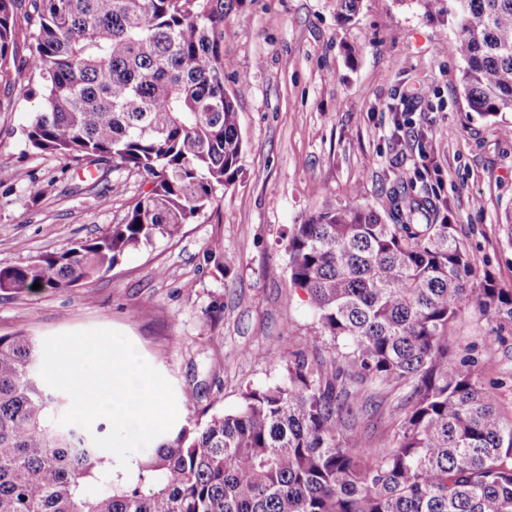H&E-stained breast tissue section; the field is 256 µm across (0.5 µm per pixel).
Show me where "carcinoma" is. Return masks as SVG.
I'll use <instances>...</instances> for the list:
<instances>
[{
  "label": "carcinoma",
  "mask_w": 512,
  "mask_h": 512,
  "mask_svg": "<svg viewBox=\"0 0 512 512\" xmlns=\"http://www.w3.org/2000/svg\"><path fill=\"white\" fill-rule=\"evenodd\" d=\"M360 0H336L340 21ZM469 107L512 112V0H436ZM232 0H0V87L44 105L25 145L95 169L146 174L151 189L103 235L0 267V291L72 288L128 251L177 237L233 184L243 139L224 89L219 30ZM439 203L328 206L285 234L290 287L344 364L328 375L304 344L233 413L154 439L128 469L56 419L70 400L36 375L33 337L0 336V512H512V420L450 359L463 310L512 321V292L468 287L473 270ZM404 391L382 448L363 414Z\"/></svg>",
  "instance_id": "1"
}]
</instances>
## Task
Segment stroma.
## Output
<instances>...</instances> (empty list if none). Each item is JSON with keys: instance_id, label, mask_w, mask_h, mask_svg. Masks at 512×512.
Segmentation results:
<instances>
[{"instance_id": "1", "label": "stroma", "mask_w": 512, "mask_h": 512, "mask_svg": "<svg viewBox=\"0 0 512 512\" xmlns=\"http://www.w3.org/2000/svg\"><path fill=\"white\" fill-rule=\"evenodd\" d=\"M224 87L237 96L244 147L236 181L180 237L123 255L76 288L0 293V336L37 339L113 329L171 383L178 423L234 411L245 388L279 375V362L315 332L305 295L289 286L283 236L326 206L386 203L401 173L421 171L412 194L440 204L471 262L472 287L512 291V112L483 117L462 92L461 62L446 26L422 0H361L351 22L334 0H233L221 29ZM247 85H240V78ZM426 92L393 135L407 89ZM40 98L0 112V267L20 266L105 233L150 188L122 169L108 183L21 135ZM41 187L30 193L27 181ZM124 184L121 193L110 184ZM221 258L208 260L210 250ZM454 356L474 348L478 380L512 418V322L466 309L453 326ZM309 356L329 358L328 345Z\"/></svg>"}]
</instances>
